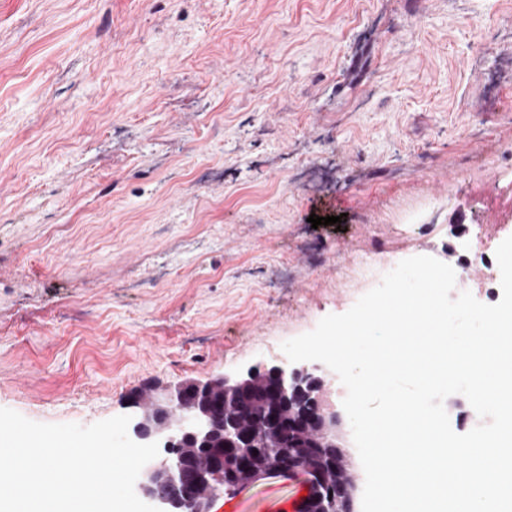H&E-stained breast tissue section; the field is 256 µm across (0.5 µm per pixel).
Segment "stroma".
<instances>
[{"label":"stroma","instance_id":"stroma-1","mask_svg":"<svg viewBox=\"0 0 512 512\" xmlns=\"http://www.w3.org/2000/svg\"><path fill=\"white\" fill-rule=\"evenodd\" d=\"M507 140L512 0H0V407L88 426L281 365L374 241L453 266L512 236Z\"/></svg>","mask_w":512,"mask_h":512}]
</instances>
